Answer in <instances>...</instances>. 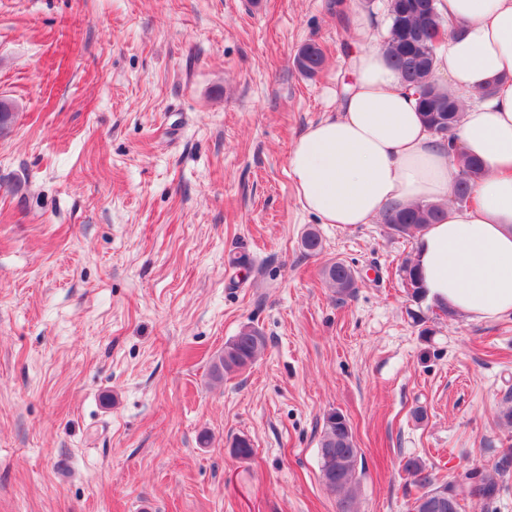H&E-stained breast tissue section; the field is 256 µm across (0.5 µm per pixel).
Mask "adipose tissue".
Returning <instances> with one entry per match:
<instances>
[{
  "mask_svg": "<svg viewBox=\"0 0 512 512\" xmlns=\"http://www.w3.org/2000/svg\"><path fill=\"white\" fill-rule=\"evenodd\" d=\"M448 20L434 78L462 105L457 141L484 173L463 206L447 142L421 120L365 14L336 112L296 142L289 174L302 208L325 224L373 223L391 204H441L417 240L427 298L465 316L512 314V0H437Z\"/></svg>",
  "mask_w": 512,
  "mask_h": 512,
  "instance_id": "adipose-tissue-1",
  "label": "adipose tissue"
}]
</instances>
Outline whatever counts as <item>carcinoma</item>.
I'll use <instances>...</instances> for the list:
<instances>
[{
	"mask_svg": "<svg viewBox=\"0 0 512 512\" xmlns=\"http://www.w3.org/2000/svg\"><path fill=\"white\" fill-rule=\"evenodd\" d=\"M388 16L390 24L385 46L389 57L405 86L418 96L424 123L447 140L448 149L456 153L459 173L454 196L458 202L465 203L470 199L472 182L482 175V166L478 161L456 152L459 105L433 79L439 42L445 32L444 19L435 0H389ZM294 63L303 74L313 76L322 67L323 54L316 44L307 43L301 47ZM439 216V208L417 204L408 209L388 207L382 214V220L396 234L413 237L425 225L435 223ZM402 272L404 280L411 286V297L417 300L425 297L417 264L413 261L406 263ZM325 278L340 297L351 295L356 288L354 269L341 261L334 262L325 270ZM265 345L266 336L258 328L242 326L214 360L212 378L221 381L224 375L247 368ZM319 457L323 484L329 491L343 495L342 512H351L348 504L354 498L361 454L348 420L334 410L323 418ZM511 466L512 444L499 452L492 468L475 466L441 483L418 458L405 459L402 470L420 490L413 512H460L462 502L468 499L496 498L501 489L500 478Z\"/></svg>",
	"mask_w": 512,
	"mask_h": 512,
	"instance_id": "carcinoma-1",
	"label": "carcinoma"
}]
</instances>
